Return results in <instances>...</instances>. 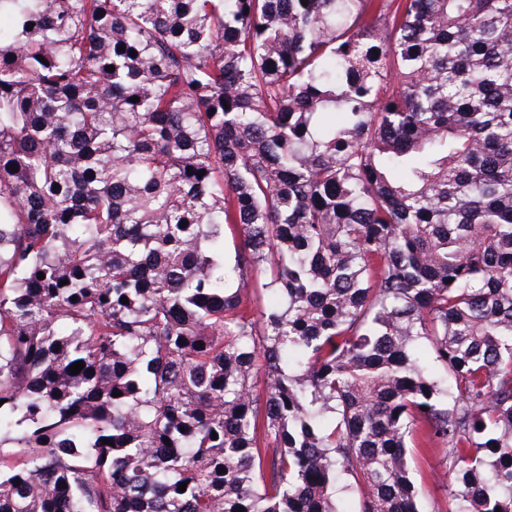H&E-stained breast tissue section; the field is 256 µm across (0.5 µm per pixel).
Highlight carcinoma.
Returning a JSON list of instances; mask_svg holds the SVG:
<instances>
[{
  "label": "carcinoma",
  "mask_w": 512,
  "mask_h": 512,
  "mask_svg": "<svg viewBox=\"0 0 512 512\" xmlns=\"http://www.w3.org/2000/svg\"><path fill=\"white\" fill-rule=\"evenodd\" d=\"M4 16L0 512H512V0ZM430 448L432 449L416 456L411 461V467L425 510L429 512H447L448 477H443L446 469L445 453L442 445H435ZM439 475H442V478L437 479Z\"/></svg>",
  "instance_id": "1"
}]
</instances>
